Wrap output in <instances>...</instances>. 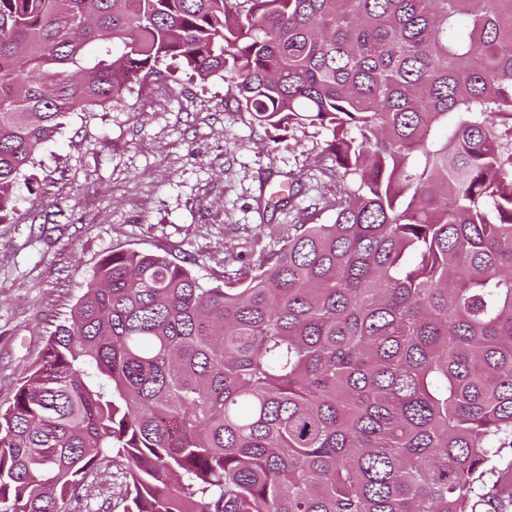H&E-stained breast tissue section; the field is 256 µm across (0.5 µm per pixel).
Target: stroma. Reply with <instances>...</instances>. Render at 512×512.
I'll return each instance as SVG.
<instances>
[{
    "mask_svg": "<svg viewBox=\"0 0 512 512\" xmlns=\"http://www.w3.org/2000/svg\"><path fill=\"white\" fill-rule=\"evenodd\" d=\"M232 94L222 78L180 71L67 114L20 185L16 214L0 223V402L105 256L160 253L219 284L239 256L277 248L303 208L335 196L327 132H263ZM291 175L300 190L285 203L278 192Z\"/></svg>",
    "mask_w": 512,
    "mask_h": 512,
    "instance_id": "35a3bbf8",
    "label": "stroma"
}]
</instances>
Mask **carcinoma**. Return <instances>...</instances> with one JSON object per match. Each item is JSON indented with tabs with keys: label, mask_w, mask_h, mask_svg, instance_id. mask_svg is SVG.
Instances as JSON below:
<instances>
[{
	"label": "carcinoma",
	"mask_w": 512,
	"mask_h": 512,
	"mask_svg": "<svg viewBox=\"0 0 512 512\" xmlns=\"http://www.w3.org/2000/svg\"><path fill=\"white\" fill-rule=\"evenodd\" d=\"M340 184L210 284L114 252L0 405V512H478L512 448V0H0V222L171 67ZM331 224L315 223L320 209ZM119 493L82 494L100 468Z\"/></svg>",
	"instance_id": "1"
}]
</instances>
